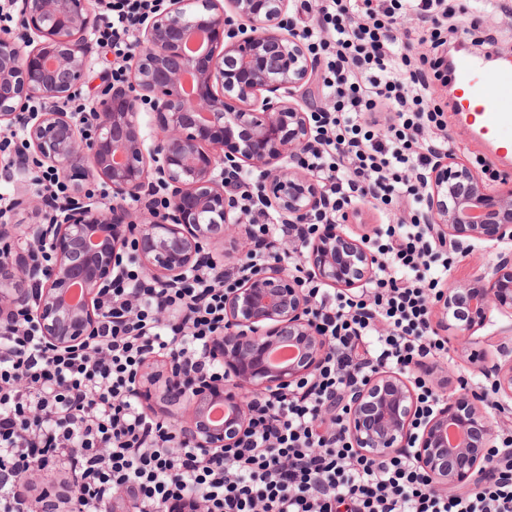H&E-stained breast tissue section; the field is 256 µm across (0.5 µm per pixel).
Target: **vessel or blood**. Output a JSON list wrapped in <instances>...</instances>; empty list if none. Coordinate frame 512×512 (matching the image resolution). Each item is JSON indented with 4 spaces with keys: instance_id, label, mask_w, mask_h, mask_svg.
I'll list each match as a JSON object with an SVG mask.
<instances>
[{
    "instance_id": "1",
    "label": "vessel or blood",
    "mask_w": 512,
    "mask_h": 512,
    "mask_svg": "<svg viewBox=\"0 0 512 512\" xmlns=\"http://www.w3.org/2000/svg\"><path fill=\"white\" fill-rule=\"evenodd\" d=\"M448 82L451 109L466 113L502 155H512V59H501L489 74L468 53L453 55L448 60Z\"/></svg>"
}]
</instances>
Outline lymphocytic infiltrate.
Returning a JSON list of instances; mask_svg holds the SVG:
<instances>
[{"label":"lymphocytic infiltrate","mask_w":512,"mask_h":512,"mask_svg":"<svg viewBox=\"0 0 512 512\" xmlns=\"http://www.w3.org/2000/svg\"><path fill=\"white\" fill-rule=\"evenodd\" d=\"M158 0H105L108 20L96 33L110 49L113 82L125 80L134 35ZM448 28L446 0H302L293 24L330 93L315 110L305 166L322 179V204L307 223L270 227L253 204L250 175L226 171L224 183L251 215L254 248L244 269L263 263L277 243L331 232L354 200L382 208L424 206L419 171L448 145L442 110L425 78L411 74V49L394 35L407 12ZM374 279L356 297L312 283L314 317L333 350L315 379L287 400L255 398L252 427L224 456L207 460L176 441L169 426L138 404L132 384L147 354L173 356L213 373L203 351L224 331V294L233 271L207 266L186 285L159 288L136 267L112 283L108 312L89 349L51 352L29 322L0 333V512H120L122 489L141 512H171L199 499L205 512H512V427L490 449L489 476L476 490L436 494L406 454H361L343 436L346 393L388 367L411 371L448 349L430 327L433 265L447 266L426 225L378 230ZM61 468L54 500L19 501L20 471Z\"/></svg>","instance_id":"1"}]
</instances>
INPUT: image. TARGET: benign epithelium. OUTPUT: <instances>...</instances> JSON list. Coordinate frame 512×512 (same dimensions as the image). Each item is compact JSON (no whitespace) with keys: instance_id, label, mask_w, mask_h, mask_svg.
<instances>
[{"instance_id":"obj_1","label":"benign epithelium","mask_w":512,"mask_h":512,"mask_svg":"<svg viewBox=\"0 0 512 512\" xmlns=\"http://www.w3.org/2000/svg\"><path fill=\"white\" fill-rule=\"evenodd\" d=\"M21 31L0 36V127L22 125L26 156L66 187L40 224H0L11 243L0 267V329L24 315L52 350L87 346L102 320L101 300L124 261L163 286L183 282L202 252L245 226L224 170L256 172L259 197L280 218L300 224L320 204L321 177L300 157L311 141L303 94L315 63L285 19L291 0H163L141 25L128 62L130 80L99 85L87 112L68 103L89 75L98 26L94 0H17ZM206 43L186 51L190 37ZM194 90H183L186 77ZM161 193L166 207L152 199ZM138 203L135 210L125 202ZM424 221L437 242L464 251L476 240L512 241V180L496 186L472 166L440 155L426 184ZM367 237L346 225L288 250L306 249L308 278L333 288L364 287L375 274ZM78 287V303L67 301ZM435 323L454 332L464 347L498 315L512 321V255L470 282L448 280L430 293ZM303 279L274 256L252 268L224 298V333L207 346L224 376L189 372L181 383L169 362L145 358L133 392L154 398L153 411L176 423L179 441L209 458L232 448L249 428L256 396L288 398L296 383L316 375L331 350L311 315ZM500 361L477 372L495 394L512 400V324L498 332ZM296 359L273 367L268 352L281 343ZM345 437L366 456L413 449L416 464L434 489L453 497L477 487L487 471L486 449L495 422L475 394L436 400L420 417L411 378L378 370L349 393ZM227 408L210 421V408ZM461 441L448 442V428ZM48 475L29 471L17 483L26 495L48 485Z\"/></svg>"}]
</instances>
